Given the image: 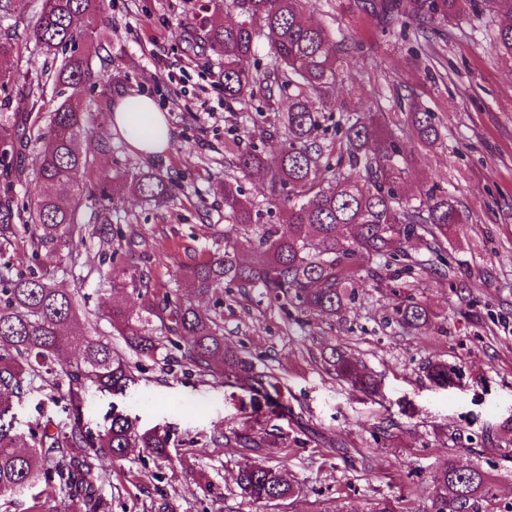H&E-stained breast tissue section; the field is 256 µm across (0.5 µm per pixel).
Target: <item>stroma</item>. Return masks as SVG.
Here are the masks:
<instances>
[{"label": "stroma", "mask_w": 512, "mask_h": 512, "mask_svg": "<svg viewBox=\"0 0 512 512\" xmlns=\"http://www.w3.org/2000/svg\"><path fill=\"white\" fill-rule=\"evenodd\" d=\"M206 0H103L102 37L95 61L111 59L112 92L85 89L89 134L83 143L92 165L88 183L112 175L122 223L133 242L94 238L80 249L76 270L47 251H33L28 236L0 252L10 274L37 270L55 287L85 297L87 308H107L131 289L133 273H152L155 292L177 291L180 272L223 247V188L236 179L226 147L247 144L264 128L257 102L224 109V57L215 49L189 53L184 37L202 16ZM306 15L329 32L361 44L345 59L341 102L366 117L395 115L396 97L415 94L436 115L444 142L413 148L411 193L436 181L456 194L472 221L448 232L443 255L456 275L397 274L381 269L330 321L310 313L288 317L263 301L259 289L224 290V339L251 352L280 378L278 423L298 440L288 454L270 449L266 465H282L301 485L298 497L253 504L234 497L233 477L243 453L209 442L219 429L251 422L249 396L219 378L187 373L157 357L141 363L135 388L115 397L89 391L85 421L100 425L112 409L136 417L140 429L162 426L169 456L157 459L135 448L114 462L101 485L112 512H369L381 498L400 512H432L435 472L455 457L480 465L493 494L491 512H512V66L500 60L493 35L503 21L484 11L440 26L426 65L414 45L383 30L349 0H309ZM144 95L163 112L172 131L169 147L148 158L109 123L116 98ZM112 140L99 151L100 138ZM158 170L180 181L174 206L157 209L130 192L121 174ZM133 249L132 265L113 266L114 250ZM429 309L430 331H406L395 320L398 297ZM352 351L380 383L379 395L354 392L326 374L323 347ZM447 361L458 378L436 387L425 367ZM16 431L28 436L39 424L64 429L70 416L46 389L30 391L14 406Z\"/></svg>", "instance_id": "obj_1"}]
</instances>
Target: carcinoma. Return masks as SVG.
Returning a JSON list of instances; mask_svg holds the SVG:
<instances>
[{
	"label": "carcinoma",
	"mask_w": 512,
	"mask_h": 512,
	"mask_svg": "<svg viewBox=\"0 0 512 512\" xmlns=\"http://www.w3.org/2000/svg\"><path fill=\"white\" fill-rule=\"evenodd\" d=\"M28 0H0V102L9 100L21 83L31 109L42 108L45 87L52 86L56 108L46 126L33 130L31 116L0 112V239L9 241L23 227L34 247L60 254L71 263L79 255L74 245L88 237L114 233L108 195L101 184L88 185L91 165L77 148L87 133L82 108L86 86L103 84L111 90L108 67L95 68L82 45L100 37V0H41L39 11L27 13ZM307 0H235L238 20L221 17L215 0L210 16L187 34L191 51L205 47L224 54V110L260 97L269 128L262 133L282 138L277 161L249 146L234 154V168L256 179L255 192L282 206L279 224L260 223L261 214L236 181L224 183V250L188 267V295L158 296L149 289L151 276L141 272L125 298L113 301L106 314L112 331L123 338L125 350L112 340L92 335L93 323L80 315L75 297L56 288L43 274L9 277L0 274V498L21 495L42 483L49 495L67 497L73 512H101L106 503L97 483L109 477L108 465L125 458L133 448L157 457L168 455L170 435L155 427L141 431L136 422L117 412L100 429L84 423L82 404L87 392L124 394L137 384L139 361L155 358L161 349L180 353L188 370L197 375L220 376L224 382L267 405L280 394L279 379L258 370L253 358L224 342L220 308L224 287H258L269 306L286 312L313 311L334 319L364 278L377 276V268L407 257L405 246L416 240L433 250L439 266L426 260L402 265L400 272L434 271L451 278L453 268L443 259L442 241L455 224L471 220L456 195L432 185L419 201L408 194L406 174L411 163L405 146L390 129L385 114L369 120L339 104L336 142L318 141L323 112L314 100L327 105L336 100L342 59L353 57V47L336 40L325 27L306 20ZM492 4L507 22L495 34V47L512 65V0H353V6L380 18L387 28H412L415 41L430 42L429 35L445 20L479 14ZM26 43H21L19 30ZM267 41L272 67L255 61L259 39ZM46 55L62 54L52 70L32 72L23 64L27 43ZM402 123L417 143L432 148L441 141L435 113L418 100L398 96ZM37 147L38 175L45 191L31 206L19 204L23 161L30 146ZM336 155V167L325 163ZM358 170L346 175L342 164ZM331 173L321 187L323 173ZM129 189L146 200L165 206L179 197L178 181L141 172ZM99 198L91 214L81 211L84 195ZM238 226L254 229V257L243 263L231 232ZM215 297L214 308L202 309L194 299ZM396 320L417 332L432 324L429 309L414 298L395 307ZM167 327L159 336L153 321ZM78 358L67 359L71 349ZM327 371L365 395L378 390V380L361 370L354 358L331 348L324 358ZM427 377L446 387L455 370L445 361L426 366ZM63 387L59 398L68 402L73 422L65 430L38 426L30 443L21 444L7 411L22 400L35 380ZM275 412L254 419V424L228 433L218 431L210 442L261 455L273 436L268 423ZM234 483L237 495L252 503L290 499L299 492L296 481L281 466L244 465ZM490 486L478 465L461 467L448 455L433 484V512H488Z\"/></svg>",
	"instance_id": "1"
}]
</instances>
